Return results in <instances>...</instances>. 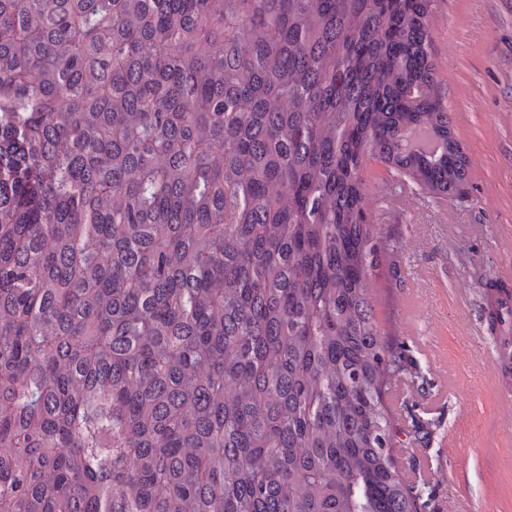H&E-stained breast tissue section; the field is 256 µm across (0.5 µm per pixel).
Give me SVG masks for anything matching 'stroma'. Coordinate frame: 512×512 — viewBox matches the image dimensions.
Returning a JSON list of instances; mask_svg holds the SVG:
<instances>
[{"mask_svg": "<svg viewBox=\"0 0 512 512\" xmlns=\"http://www.w3.org/2000/svg\"><path fill=\"white\" fill-rule=\"evenodd\" d=\"M429 31L467 179L442 197L378 161L365 170L396 199L366 197L397 241L376 272L390 300L376 314L421 374L393 408L404 431L421 420L433 431L396 455L427 512H512V405L495 387L480 303L486 286L512 289V0H435Z\"/></svg>", "mask_w": 512, "mask_h": 512, "instance_id": "35a3bbf8", "label": "stroma"}]
</instances>
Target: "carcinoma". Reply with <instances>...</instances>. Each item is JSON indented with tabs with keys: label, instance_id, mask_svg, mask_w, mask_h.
<instances>
[{
	"label": "carcinoma",
	"instance_id": "obj_1",
	"mask_svg": "<svg viewBox=\"0 0 512 512\" xmlns=\"http://www.w3.org/2000/svg\"><path fill=\"white\" fill-rule=\"evenodd\" d=\"M434 0H0V512H424L372 158L448 195Z\"/></svg>",
	"mask_w": 512,
	"mask_h": 512
}]
</instances>
